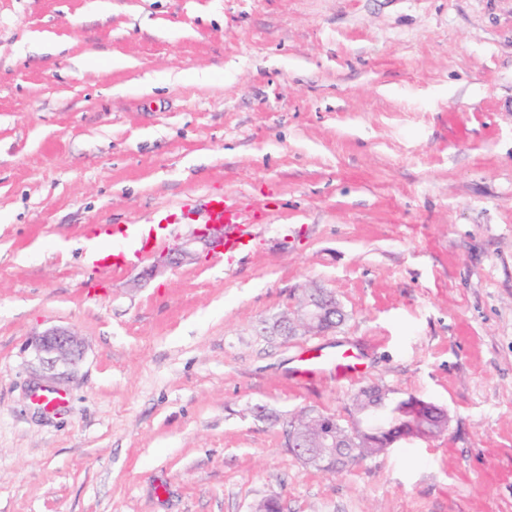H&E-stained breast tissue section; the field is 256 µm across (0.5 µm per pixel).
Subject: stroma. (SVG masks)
Wrapping results in <instances>:
<instances>
[{
    "mask_svg": "<svg viewBox=\"0 0 512 512\" xmlns=\"http://www.w3.org/2000/svg\"><path fill=\"white\" fill-rule=\"evenodd\" d=\"M219 194L247 247L150 276ZM182 202L147 256L85 266L89 225ZM312 281L346 322L261 336ZM53 326L75 363L36 352ZM315 347L358 372L302 373ZM371 383L447 429L335 475L288 451L282 419H348ZM270 495L512 512V0H0V512Z\"/></svg>",
    "mask_w": 512,
    "mask_h": 512,
    "instance_id": "1",
    "label": "stroma"
}]
</instances>
